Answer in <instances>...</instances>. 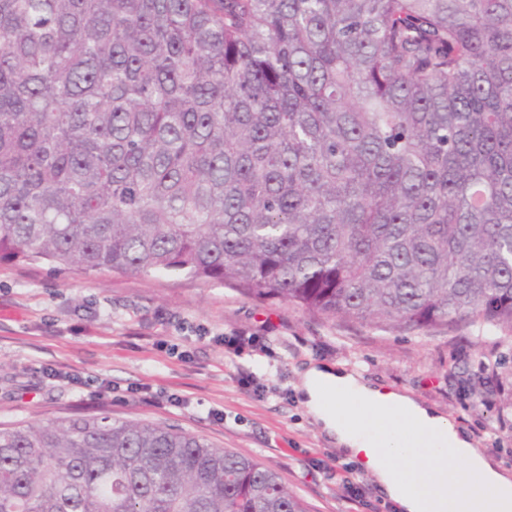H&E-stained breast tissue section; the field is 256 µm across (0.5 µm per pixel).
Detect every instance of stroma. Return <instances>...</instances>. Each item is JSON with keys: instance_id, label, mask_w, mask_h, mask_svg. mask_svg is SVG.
<instances>
[{"instance_id": "1", "label": "stroma", "mask_w": 512, "mask_h": 512, "mask_svg": "<svg viewBox=\"0 0 512 512\" xmlns=\"http://www.w3.org/2000/svg\"><path fill=\"white\" fill-rule=\"evenodd\" d=\"M481 330L385 332L177 273L0 263V424L106 412L255 456L314 512H394L307 415L301 372L336 365L408 392L512 469V333ZM236 332L262 336V348L227 351ZM343 470L364 487L362 502L337 480Z\"/></svg>"}]
</instances>
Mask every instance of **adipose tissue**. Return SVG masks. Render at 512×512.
Segmentation results:
<instances>
[{
	"mask_svg": "<svg viewBox=\"0 0 512 512\" xmlns=\"http://www.w3.org/2000/svg\"><path fill=\"white\" fill-rule=\"evenodd\" d=\"M299 392L307 413L374 477L395 512H512V471L411 395L314 363Z\"/></svg>",
	"mask_w": 512,
	"mask_h": 512,
	"instance_id": "1",
	"label": "adipose tissue"
}]
</instances>
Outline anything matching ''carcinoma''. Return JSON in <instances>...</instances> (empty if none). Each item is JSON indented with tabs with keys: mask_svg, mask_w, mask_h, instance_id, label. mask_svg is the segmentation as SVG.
<instances>
[{
	"mask_svg": "<svg viewBox=\"0 0 512 512\" xmlns=\"http://www.w3.org/2000/svg\"><path fill=\"white\" fill-rule=\"evenodd\" d=\"M512 331V0H0V261ZM0 512H310L108 415L0 427Z\"/></svg>",
	"mask_w": 512,
	"mask_h": 512,
	"instance_id": "cac0c4a2",
	"label": "carcinoma"
}]
</instances>
